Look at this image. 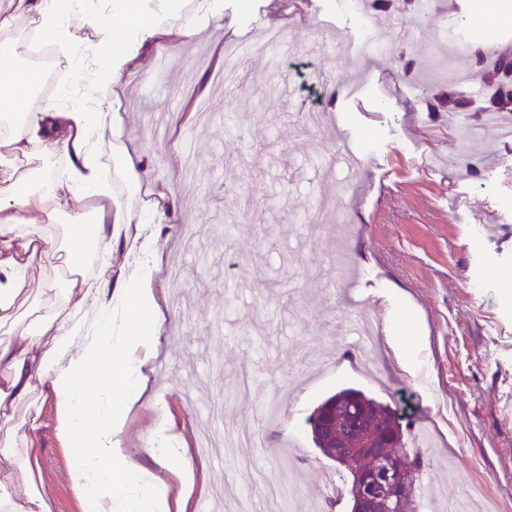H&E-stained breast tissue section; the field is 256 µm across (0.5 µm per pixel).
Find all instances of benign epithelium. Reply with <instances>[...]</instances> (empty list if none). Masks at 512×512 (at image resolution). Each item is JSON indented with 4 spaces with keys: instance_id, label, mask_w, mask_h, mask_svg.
<instances>
[{
    "instance_id": "7a95c632",
    "label": "benign epithelium",
    "mask_w": 512,
    "mask_h": 512,
    "mask_svg": "<svg viewBox=\"0 0 512 512\" xmlns=\"http://www.w3.org/2000/svg\"><path fill=\"white\" fill-rule=\"evenodd\" d=\"M343 408L357 409L349 433L340 424ZM310 434L330 450L328 459L334 466L348 474L345 512H406L404 504L416 488L415 468L388 454L387 448L399 439V427H385L364 393L347 388L324 400ZM357 456L366 457L368 465L350 467Z\"/></svg>"
}]
</instances>
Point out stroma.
Segmentation results:
<instances>
[{
  "label": "stroma",
  "instance_id": "obj_1",
  "mask_svg": "<svg viewBox=\"0 0 512 512\" xmlns=\"http://www.w3.org/2000/svg\"><path fill=\"white\" fill-rule=\"evenodd\" d=\"M388 14L384 56L345 60L355 20L336 0H224L190 45L143 56L119 89L124 136L147 181L177 201L161 225L156 276L166 329L146 354L147 390L124 438L146 457L155 409L187 442L192 502L248 493L255 512H309L318 490L289 471L332 463L306 420L356 388L396 410L421 449L432 512H512V140L487 133L466 174L448 164L484 124V68L470 111L430 110L451 84L442 40L512 46V15L472 28L482 0H433ZM280 37L246 59L239 83L216 61L228 42ZM352 133L375 146L359 172L336 159ZM180 270L171 284V270ZM381 321L375 375L324 361L358 311ZM44 495L53 512H92L69 482L79 450L56 434L53 397L35 401ZM280 447L199 453V426L226 422Z\"/></svg>",
  "mask_w": 512,
  "mask_h": 512
}]
</instances>
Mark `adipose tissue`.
Returning <instances> with one entry per match:
<instances>
[{"label": "adipose tissue", "mask_w": 512, "mask_h": 512, "mask_svg": "<svg viewBox=\"0 0 512 512\" xmlns=\"http://www.w3.org/2000/svg\"><path fill=\"white\" fill-rule=\"evenodd\" d=\"M20 3L35 15L43 39L72 59H90V80L116 88L148 50L178 49L224 15V0H109L105 8L95 0ZM86 27L98 33L97 43L81 38ZM37 77L21 69L0 81V125L18 128L0 139V512H52L42 492L39 451L17 442L16 411L37 395L54 397L57 433L80 449L69 481L95 512H191L193 468L158 474L123 438L146 385V361L138 352L155 342L165 323L153 286L159 258L154 227L173 223L177 203L162 192L150 205L122 206L98 158L104 134H112L115 161L133 189H141L139 146L122 140L120 112L105 104L93 111L80 105L19 111ZM44 141L69 159L67 177L23 173L33 145ZM26 209L41 213V223L21 225ZM57 223L69 275L45 290L78 297L77 309L38 307L32 298V274L53 250L43 227ZM92 252H117L122 260L89 277L81 262Z\"/></svg>", "instance_id": "adipose-tissue-1"}]
</instances>
